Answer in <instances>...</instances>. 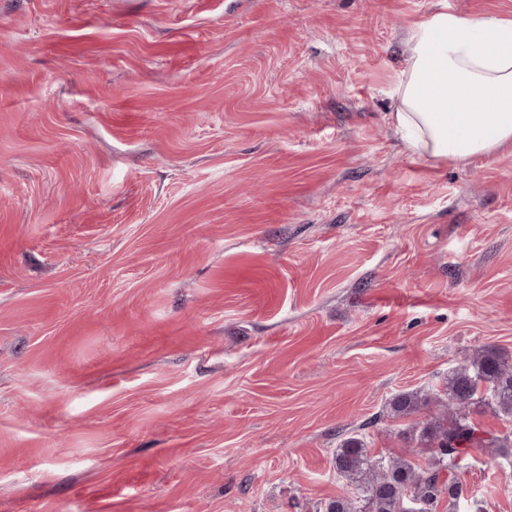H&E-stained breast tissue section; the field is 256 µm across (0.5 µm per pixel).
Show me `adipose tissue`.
<instances>
[{
  "label": "adipose tissue",
  "instance_id": "obj_1",
  "mask_svg": "<svg viewBox=\"0 0 512 512\" xmlns=\"http://www.w3.org/2000/svg\"><path fill=\"white\" fill-rule=\"evenodd\" d=\"M394 96L418 153L464 165L512 142V21L443 10L415 24Z\"/></svg>",
  "mask_w": 512,
  "mask_h": 512
}]
</instances>
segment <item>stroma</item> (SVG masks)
I'll use <instances>...</instances> for the list:
<instances>
[{
  "instance_id": "obj_1",
  "label": "stroma",
  "mask_w": 512,
  "mask_h": 512,
  "mask_svg": "<svg viewBox=\"0 0 512 512\" xmlns=\"http://www.w3.org/2000/svg\"><path fill=\"white\" fill-rule=\"evenodd\" d=\"M512 0H0V512H323L349 436L512 354V144L389 120L410 29ZM461 512H512L473 452Z\"/></svg>"
}]
</instances>
